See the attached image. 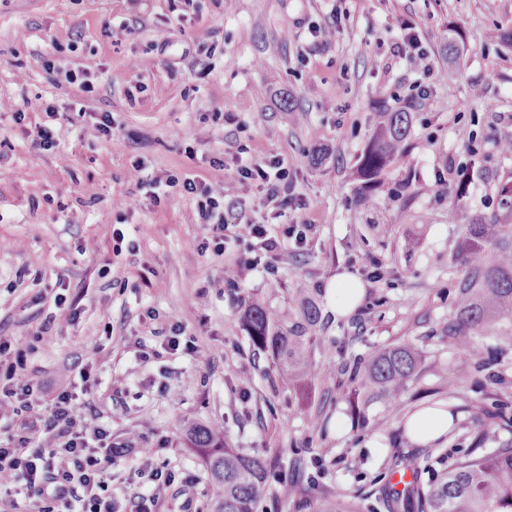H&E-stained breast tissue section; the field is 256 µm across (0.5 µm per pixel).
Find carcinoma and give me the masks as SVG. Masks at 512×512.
<instances>
[{"label":"carcinoma","mask_w":512,"mask_h":512,"mask_svg":"<svg viewBox=\"0 0 512 512\" xmlns=\"http://www.w3.org/2000/svg\"><path fill=\"white\" fill-rule=\"evenodd\" d=\"M408 112H380L375 131L360 155L356 172L365 182L376 180L383 170L405 150L410 130ZM458 207L468 231L460 242L457 262L465 274L454 288L453 312L442 332L464 357L473 356V335L492 327L496 321L512 318V225L497 217L474 220ZM296 301L304 322L287 332L275 330L276 317L260 304L249 306L243 316L253 349L268 353L283 363L288 387L298 389L315 375L305 361L313 337L310 332L320 322V311L301 293ZM417 349L407 343L375 349L362 360L345 365L350 380L381 397L393 410L416 376ZM512 403L496 398L481 407L483 415L500 426L512 428ZM192 448L203 458L212 481L208 512H256L268 493L270 470L260 455H248L228 446L224 430L194 426L188 430ZM410 469L413 481L400 491L383 484L376 496L378 512H512V443L498 448H470L425 489L421 471L413 459L398 456L394 469ZM346 493L336 490L318 501L299 497L296 512H350Z\"/></svg>","instance_id":"1"}]
</instances>
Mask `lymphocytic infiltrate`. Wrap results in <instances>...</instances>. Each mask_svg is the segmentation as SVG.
<instances>
[{
    "mask_svg": "<svg viewBox=\"0 0 512 512\" xmlns=\"http://www.w3.org/2000/svg\"><path fill=\"white\" fill-rule=\"evenodd\" d=\"M247 180L266 184L271 195L288 191L290 172L284 160L273 159L227 173L223 183L206 184L185 178L186 191L196 197L203 220L200 243L208 245L216 231H230L240 242H257L264 254H275L282 239L304 244L308 227L291 224L282 236L269 234L260 224H230L220 210V200ZM0 420L18 419L19 411L33 406L34 389L17 370L16 363L0 364ZM14 434L0 444V492L24 482L30 496L44 499L41 512H112L108 490L112 480V459L117 451L110 434L93 415L81 413L77 394L60 389L45 413L18 420Z\"/></svg>",
    "mask_w": 512,
    "mask_h": 512,
    "instance_id": "obj_1",
    "label": "lymphocytic infiltrate"
}]
</instances>
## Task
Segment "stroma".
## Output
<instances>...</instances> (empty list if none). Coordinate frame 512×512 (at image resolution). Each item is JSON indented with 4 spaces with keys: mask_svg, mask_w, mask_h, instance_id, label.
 Here are the masks:
<instances>
[{
    "mask_svg": "<svg viewBox=\"0 0 512 512\" xmlns=\"http://www.w3.org/2000/svg\"><path fill=\"white\" fill-rule=\"evenodd\" d=\"M408 19L432 73L398 50ZM498 30H512V0H0V338L28 346L24 373L42 402L83 384L82 412L124 450L112 461L114 512H133L155 468L175 479L153 512H206L192 424L276 460L265 512H294V495L328 487L368 512L396 456L415 459L427 486L439 477L427 461L512 441L507 427L483 434L484 392L462 381L441 332L464 274L452 201L469 141L484 156L463 198L470 213L501 214L499 189L512 182V156L495 147L512 137V45ZM381 109L412 123L406 153L369 187L355 165ZM46 129L49 150L38 145ZM273 158L301 208L246 182L225 210L273 232L311 230L243 270L232 294L224 270L249 246L200 249L183 181L220 184L226 170ZM369 261L377 277L364 275ZM345 271L365 292L339 316L328 289ZM298 288L322 322L306 354L316 375L293 390L278 361L253 350L243 313L259 302L292 322ZM177 323L191 347L173 352ZM401 343L420 362L400 413L375 400L358 420L342 366ZM430 406L452 411L454 426L412 442L405 420ZM296 448L320 460L319 483L292 468Z\"/></svg>",
    "mask_w": 512,
    "mask_h": 512,
    "instance_id": "1",
    "label": "stroma"
}]
</instances>
